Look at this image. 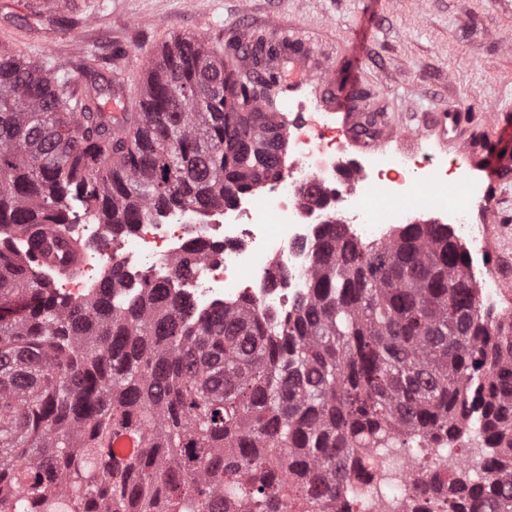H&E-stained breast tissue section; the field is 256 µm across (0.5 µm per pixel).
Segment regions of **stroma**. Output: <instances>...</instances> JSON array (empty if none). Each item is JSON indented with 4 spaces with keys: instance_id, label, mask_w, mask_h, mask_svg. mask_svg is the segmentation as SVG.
Instances as JSON below:
<instances>
[{
    "instance_id": "stroma-1",
    "label": "stroma",
    "mask_w": 512,
    "mask_h": 512,
    "mask_svg": "<svg viewBox=\"0 0 512 512\" xmlns=\"http://www.w3.org/2000/svg\"><path fill=\"white\" fill-rule=\"evenodd\" d=\"M34 3L0 0V49L67 67L76 95L87 87L86 70L117 74L124 109L133 111L145 62L177 34L236 54L246 75L255 69L249 50L257 37L286 40L301 48L275 63L272 93L286 116L313 99L330 110L357 92L360 111L420 134L411 146L382 141L383 153L449 161L459 156L457 142L441 141L428 115L453 105L470 114L473 129L498 126L491 151L474 152L473 171L512 170V0H83V17L70 29L34 16ZM307 68L326 71L329 97L300 82ZM489 191L494 221L477 203L469 220L488 226L491 275L512 283V179Z\"/></svg>"
}]
</instances>
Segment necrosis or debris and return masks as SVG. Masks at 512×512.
I'll list each match as a JSON object with an SVG mask.
<instances>
[{
  "instance_id": "obj_1",
  "label": "necrosis or debris",
  "mask_w": 512,
  "mask_h": 512,
  "mask_svg": "<svg viewBox=\"0 0 512 512\" xmlns=\"http://www.w3.org/2000/svg\"><path fill=\"white\" fill-rule=\"evenodd\" d=\"M330 131L331 117L325 113L320 123L296 136L286 172L264 194L267 211H259L255 197L248 194L200 218L167 211L136 225L114 247L106 225L83 221L80 232L105 249L98 262L89 264L82 283L97 282L103 265L116 256L124 261L130 278L170 280L172 260L189 255L203 241L214 245V252L202 260L200 273L179 284L180 293L197 308L207 311L226 302L249 301L272 316L288 312L309 291V244L326 222L337 218L354 237L388 241L393 225L411 222V212L370 209L365 204L367 193L380 184L419 182L432 163L428 157L410 161L365 155L350 160L344 142L331 137ZM310 186L326 197V206L304 200L303 192ZM438 220L462 229L469 245L468 277L481 285L483 304L494 305L501 284L485 270L483 225L469 223L459 205L442 208ZM82 283L64 280L57 290L71 296L80 292ZM461 452L452 442L425 460L406 448L387 459L370 448L366 454L373 462L367 469L349 462L346 487L358 503V512H440L449 483L466 467Z\"/></svg>"
}]
</instances>
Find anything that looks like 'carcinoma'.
Listing matches in <instances>:
<instances>
[{
    "mask_svg": "<svg viewBox=\"0 0 512 512\" xmlns=\"http://www.w3.org/2000/svg\"><path fill=\"white\" fill-rule=\"evenodd\" d=\"M253 79L175 35L112 131V82L0 52V235L69 233L79 208L112 241L156 212L202 214L280 178L288 119ZM204 254L173 267L188 279ZM309 293L279 322L207 315L112 260L78 301L55 269L0 243V512H336L362 448H422L476 425L494 449L448 510L512 512V322L484 314L468 255L436 224L384 245L321 232Z\"/></svg>",
    "mask_w": 512,
    "mask_h": 512,
    "instance_id": "1",
    "label": "carcinoma"
}]
</instances>
